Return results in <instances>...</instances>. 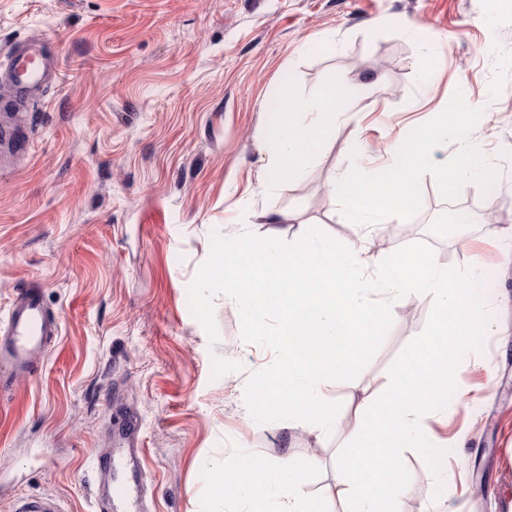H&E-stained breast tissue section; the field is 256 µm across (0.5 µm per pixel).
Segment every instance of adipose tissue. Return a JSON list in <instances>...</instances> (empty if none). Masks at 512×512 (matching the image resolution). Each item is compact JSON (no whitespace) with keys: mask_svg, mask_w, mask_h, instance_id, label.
<instances>
[{"mask_svg":"<svg viewBox=\"0 0 512 512\" xmlns=\"http://www.w3.org/2000/svg\"><path fill=\"white\" fill-rule=\"evenodd\" d=\"M358 97L329 88L310 99L288 97L285 110L265 132L271 169L264 182L287 185L307 170L312 152L327 137L336 122L352 118Z\"/></svg>","mask_w":512,"mask_h":512,"instance_id":"ef3b65f1","label":"adipose tissue"}]
</instances>
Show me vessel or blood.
I'll use <instances>...</instances> for the list:
<instances>
[{
	"label": "vessel or blood",
	"instance_id": "obj_1",
	"mask_svg": "<svg viewBox=\"0 0 512 512\" xmlns=\"http://www.w3.org/2000/svg\"><path fill=\"white\" fill-rule=\"evenodd\" d=\"M52 71L40 50L25 46L9 57L5 76L14 100H28ZM60 324L51 318L42 295L31 288L19 292L12 300L4 318L0 319V391L9 390L14 382L33 374L44 360L49 344L59 334ZM138 440H128L126 447L105 450L95 458L100 480L106 481L108 494L99 498L97 512H122L128 507L131 489L115 480V465L128 458L140 457Z\"/></svg>",
	"mask_w": 512,
	"mask_h": 512
}]
</instances>
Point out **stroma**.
Here are the masks:
<instances>
[{
	"label": "stroma",
	"instance_id": "stroma-1",
	"mask_svg": "<svg viewBox=\"0 0 512 512\" xmlns=\"http://www.w3.org/2000/svg\"><path fill=\"white\" fill-rule=\"evenodd\" d=\"M427 39L436 53L425 61ZM31 41L52 50L61 79L29 99L27 122L0 111V131L16 127L31 143L23 157L0 150V317L37 286L61 331L36 372L0 393V512L40 496L94 512L95 455L132 428L146 512H201L203 466L237 447L319 466L305 490L321 494L342 435L256 423L244 386L273 354L242 340L239 311L221 295L210 341L188 287L215 233L292 243L316 225L356 241L333 181L354 163L382 167L458 90L483 111L473 135L495 185L466 184L448 201L423 176L421 212L381 225L372 250L420 241L445 267L483 271L497 330L455 376L465 404L426 416L441 474L404 453V505L512 512V66L502 65L512 0H0V62ZM330 86L366 91L359 116L337 122L303 179L262 184L280 99ZM452 209L473 222L449 224ZM432 307L428 297L398 307L375 357L355 380L327 382V400L350 414Z\"/></svg>",
	"mask_w": 512,
	"mask_h": 512
}]
</instances>
